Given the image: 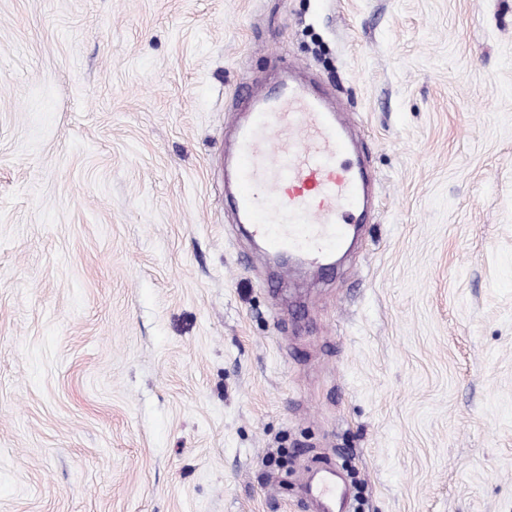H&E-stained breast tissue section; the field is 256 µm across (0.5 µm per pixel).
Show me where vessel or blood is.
Instances as JSON below:
<instances>
[{
  "instance_id": "obj_1",
  "label": "vessel or blood",
  "mask_w": 512,
  "mask_h": 512,
  "mask_svg": "<svg viewBox=\"0 0 512 512\" xmlns=\"http://www.w3.org/2000/svg\"><path fill=\"white\" fill-rule=\"evenodd\" d=\"M246 97L250 107L225 158L226 201L267 259L333 264L368 208L372 177L346 163L355 130L291 75ZM310 495L323 512H347L350 497L334 474L317 479Z\"/></svg>"
}]
</instances>
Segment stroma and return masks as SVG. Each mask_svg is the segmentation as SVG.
Here are the masks:
<instances>
[{"label":"stroma","mask_w":512,"mask_h":512,"mask_svg":"<svg viewBox=\"0 0 512 512\" xmlns=\"http://www.w3.org/2000/svg\"><path fill=\"white\" fill-rule=\"evenodd\" d=\"M297 68L375 203L282 279L224 203ZM512 512V0H0V512ZM311 497L318 502L323 512H346L350 497L333 473L328 472L317 479L310 488Z\"/></svg>","instance_id":"35a3bbf8"}]
</instances>
